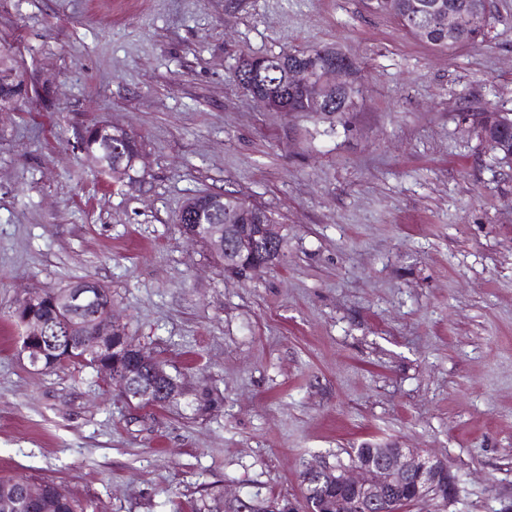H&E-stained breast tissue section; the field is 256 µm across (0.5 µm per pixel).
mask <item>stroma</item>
Listing matches in <instances>:
<instances>
[{
    "mask_svg": "<svg viewBox=\"0 0 512 512\" xmlns=\"http://www.w3.org/2000/svg\"><path fill=\"white\" fill-rule=\"evenodd\" d=\"M484 42L433 49L367 0H0L28 90L0 110V476L94 512H173L222 490L297 501L309 466L421 448L451 504L512 512V163L475 115L512 113V0ZM337 48L361 94L335 132L233 80L247 55ZM141 143L112 183L75 147ZM231 191L288 228L281 262L224 276L178 221ZM90 278L184 391L139 409L89 369L38 370L9 315Z\"/></svg>",
    "mask_w": 512,
    "mask_h": 512,
    "instance_id": "35a3bbf8",
    "label": "stroma"
}]
</instances>
